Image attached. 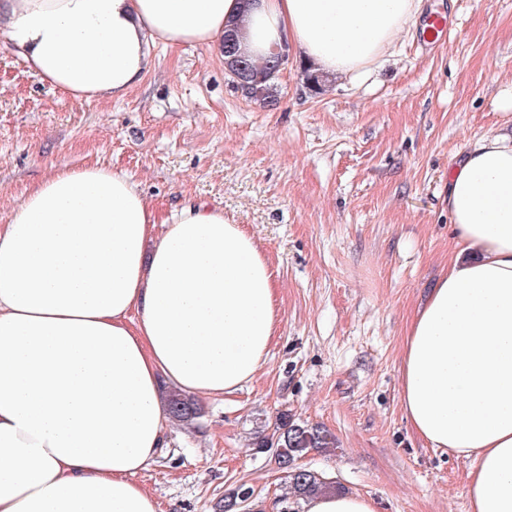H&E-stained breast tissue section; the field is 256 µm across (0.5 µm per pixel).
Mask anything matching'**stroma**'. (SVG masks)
<instances>
[{"label": "stroma", "mask_w": 512, "mask_h": 512, "mask_svg": "<svg viewBox=\"0 0 512 512\" xmlns=\"http://www.w3.org/2000/svg\"><path fill=\"white\" fill-rule=\"evenodd\" d=\"M448 16L438 48L401 35L359 85L310 90L289 56L266 107L232 83L218 45L159 42L143 80L87 103L42 83L0 39V213L56 165L127 174L158 219L219 206L270 261L279 320L266 359L202 416L170 422L136 477L159 512L252 507L288 485L259 436L281 414L333 445L298 464L377 512H469L471 459L435 448L400 400L407 333L455 254L448 170L479 138L512 133V0H422Z\"/></svg>", "instance_id": "1"}]
</instances>
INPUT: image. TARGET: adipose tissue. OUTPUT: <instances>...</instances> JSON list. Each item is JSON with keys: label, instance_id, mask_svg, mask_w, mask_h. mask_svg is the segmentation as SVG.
Instances as JSON below:
<instances>
[{"label": "adipose tissue", "instance_id": "obj_1", "mask_svg": "<svg viewBox=\"0 0 512 512\" xmlns=\"http://www.w3.org/2000/svg\"><path fill=\"white\" fill-rule=\"evenodd\" d=\"M421 0H0V38L78 101L123 97L159 42L288 44L356 81ZM461 253L412 322L401 401L432 447L473 459L471 512H512V135L448 173ZM276 282L222 208L158 221L101 165L51 173L0 224V512H158L135 480L165 443L164 388L213 396L253 379Z\"/></svg>", "mask_w": 512, "mask_h": 512}]
</instances>
